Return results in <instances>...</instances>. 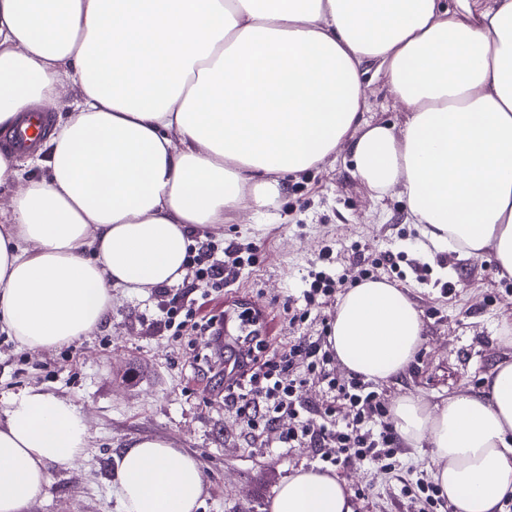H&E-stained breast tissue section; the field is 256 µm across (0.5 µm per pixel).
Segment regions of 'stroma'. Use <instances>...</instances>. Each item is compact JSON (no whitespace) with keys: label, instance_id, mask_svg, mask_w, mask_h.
<instances>
[{"label":"stroma","instance_id":"obj_1","mask_svg":"<svg viewBox=\"0 0 512 512\" xmlns=\"http://www.w3.org/2000/svg\"><path fill=\"white\" fill-rule=\"evenodd\" d=\"M364 89L365 119L402 127L404 107L384 77L366 79ZM205 242L219 254L230 246H255L259 261L219 290L197 278L145 294H117L105 326L61 349L29 352L0 334V401L39 389L81 408L91 433L82 458L53 470L29 512H118L113 457L142 437L173 441L199 459L207 478L201 512H269L281 479L302 466L320 468L314 449L269 448L263 438L247 435L234 410L224 405L221 352L204 335L191 341L171 336L161 316L188 290L201 318L223 311L231 299L261 305L267 350L295 334L319 335L323 319L334 316L337 296L324 298L295 330L284 319L282 302L300 294L303 275L326 244L334 249L337 272L350 284L361 263L381 251L407 253L408 264L385 278L415 303L424 342L403 376L378 386L387 404L404 395L436 403L453 391H478L495 362L512 360V346L500 341L512 333V279L500 277L488 254L429 255L404 202L371 197L353 176L348 156L325 160L290 180L269 213L240 214L209 232ZM417 264L428 265L427 283L417 281ZM448 281L455 290L442 293ZM431 468L429 449L411 448L401 458L400 478L359 459L340 477L353 493L355 512H399L401 478L427 475Z\"/></svg>","mask_w":512,"mask_h":512}]
</instances>
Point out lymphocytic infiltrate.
<instances>
[{"label":"lymphocytic infiltrate","mask_w":512,"mask_h":512,"mask_svg":"<svg viewBox=\"0 0 512 512\" xmlns=\"http://www.w3.org/2000/svg\"><path fill=\"white\" fill-rule=\"evenodd\" d=\"M332 254L330 247L320 250L317 264L308 272L302 302L284 303L289 325L302 323L319 297L342 288L344 278L332 268ZM256 261L253 249L244 253L231 248L225 260L215 261L209 250L200 248L189 256L188 266L195 276L220 288ZM263 348L259 342L253 353L232 356V368L224 375V404L235 410L248 434L274 433L281 448H316L319 461L337 468L359 458L383 474H395L406 447L388 421V406L363 379L335 377V352L327 333L295 337L269 358H260ZM311 380L325 383L324 406L304 399L303 386ZM284 418L290 422L288 430L276 433Z\"/></svg>","instance_id":"f902f5d3"}]
</instances>
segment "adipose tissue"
<instances>
[{
    "label": "adipose tissue",
    "instance_id": "adipose-tissue-1",
    "mask_svg": "<svg viewBox=\"0 0 512 512\" xmlns=\"http://www.w3.org/2000/svg\"><path fill=\"white\" fill-rule=\"evenodd\" d=\"M370 64L401 129L363 118ZM34 112L43 145L0 148V185L19 186L0 209V333L27 350L90 335L117 293L180 282L225 216L267 212L288 177L342 151L373 198L398 192L433 252L488 253L512 277V0H0V131ZM329 340L346 370L387 383L423 323L407 293L367 279ZM391 421L429 448L454 512L512 497V361L476 393L401 397ZM90 440L73 403L10 397L0 512H27ZM115 463L120 512H198L203 467L173 442L137 439ZM270 512L353 508L344 481L301 467Z\"/></svg>",
    "mask_w": 512,
    "mask_h": 512
}]
</instances>
